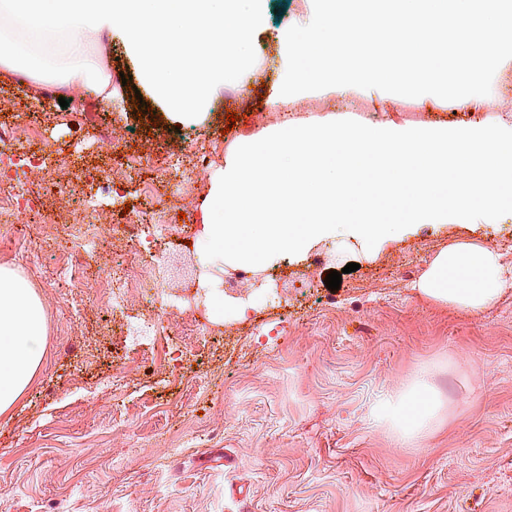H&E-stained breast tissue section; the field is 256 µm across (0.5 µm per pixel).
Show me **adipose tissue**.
I'll list each match as a JSON object with an SVG mask.
<instances>
[{"instance_id": "1", "label": "adipose tissue", "mask_w": 512, "mask_h": 512, "mask_svg": "<svg viewBox=\"0 0 512 512\" xmlns=\"http://www.w3.org/2000/svg\"><path fill=\"white\" fill-rule=\"evenodd\" d=\"M487 6L501 20L486 27L480 44L467 39L458 44L462 64L456 71V92H449L447 83L435 76L425 54L339 53V46L362 42L364 33L375 28L358 7L344 17L324 11L299 29L280 33L288 61L273 101L284 103L314 90L343 97L357 89L380 100L393 93L426 108L478 111L482 99L475 83L477 73L501 50L512 47V0H488ZM511 281L512 271L499 252L463 241L437 253L415 287L434 302L479 313L493 306ZM45 336V309L34 289L18 271L0 266V415L32 383L44 361ZM439 413V401L421 377L378 407L379 419L407 437L429 435Z\"/></svg>"}]
</instances>
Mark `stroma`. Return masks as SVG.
Wrapping results in <instances>:
<instances>
[{"label": "stroma", "mask_w": 512, "mask_h": 512, "mask_svg": "<svg viewBox=\"0 0 512 512\" xmlns=\"http://www.w3.org/2000/svg\"><path fill=\"white\" fill-rule=\"evenodd\" d=\"M267 7L255 72L181 126L114 37L86 38L106 76L126 78L109 98L85 89L63 107L48 85L0 70V128L13 135L0 146V266L29 282L46 314L44 364L0 416V512H512V289L472 314L412 288L462 239L512 268V214L417 224L370 252L346 236L321 241L266 266L261 288L230 294L236 267L209 263L195 242L198 207L224 166L227 112L236 130L254 119L270 127L277 35L322 3ZM479 78V112L356 92L301 94L286 110L309 123L417 128L512 116V53ZM180 146L195 165L187 182L169 153ZM75 169L88 187L117 170L112 192L83 203L59 195ZM130 222L145 241L165 223L163 251L121 239ZM116 256L135 303L109 311L100 297ZM74 259L82 269L72 282L62 268ZM351 262L358 270L345 273ZM333 270L343 274L336 290L324 283ZM156 288L172 302L151 313ZM209 295L225 304L218 336L197 324ZM149 318L157 333L136 335ZM421 372L443 421L406 442L375 409ZM208 455L225 465L203 466Z\"/></svg>", "instance_id": "35a3bbf8"}]
</instances>
